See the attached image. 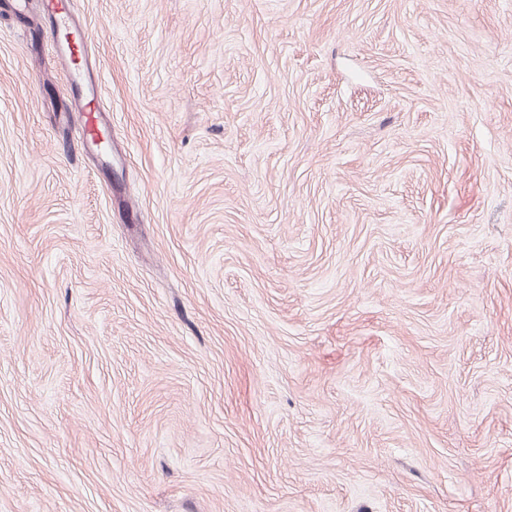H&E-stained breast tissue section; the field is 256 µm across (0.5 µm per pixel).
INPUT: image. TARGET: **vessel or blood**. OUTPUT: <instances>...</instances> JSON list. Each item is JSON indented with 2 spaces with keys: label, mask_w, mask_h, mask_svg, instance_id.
<instances>
[{
  "label": "vessel or blood",
  "mask_w": 512,
  "mask_h": 512,
  "mask_svg": "<svg viewBox=\"0 0 512 512\" xmlns=\"http://www.w3.org/2000/svg\"><path fill=\"white\" fill-rule=\"evenodd\" d=\"M42 8L45 16L53 21L61 56L74 63L71 74V81L77 88L74 109L78 112L88 111L90 104L99 97V85L92 79L89 68V36L72 18V0H42Z\"/></svg>",
  "instance_id": "vessel-or-blood-1"
}]
</instances>
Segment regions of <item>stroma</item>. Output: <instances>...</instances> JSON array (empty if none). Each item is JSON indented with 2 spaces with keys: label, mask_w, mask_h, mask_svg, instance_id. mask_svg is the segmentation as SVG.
<instances>
[{
  "label": "stroma",
  "mask_w": 512,
  "mask_h": 512,
  "mask_svg": "<svg viewBox=\"0 0 512 512\" xmlns=\"http://www.w3.org/2000/svg\"><path fill=\"white\" fill-rule=\"evenodd\" d=\"M111 162L0 0V512H512V0H76Z\"/></svg>",
  "instance_id": "35a3bbf8"
}]
</instances>
